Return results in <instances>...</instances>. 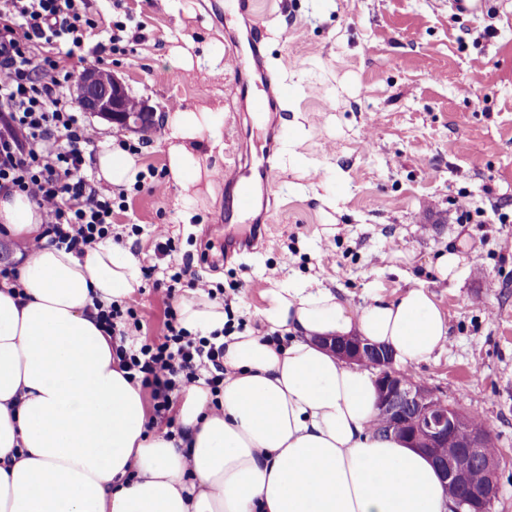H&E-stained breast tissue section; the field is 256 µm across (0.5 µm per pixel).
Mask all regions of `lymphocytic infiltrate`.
Wrapping results in <instances>:
<instances>
[{"label":"lymphocytic infiltrate","mask_w":512,"mask_h":512,"mask_svg":"<svg viewBox=\"0 0 512 512\" xmlns=\"http://www.w3.org/2000/svg\"><path fill=\"white\" fill-rule=\"evenodd\" d=\"M110 7L114 18L107 22L93 0H0V196H27L42 224L37 236L19 242L20 250L47 244L82 256L105 240L123 241L112 216L125 195L93 167L96 152L108 143L77 111L69 85L76 64H105L107 56L127 55L140 42L143 24L126 0H110ZM94 34L99 40L93 44ZM210 261L209 250H202L197 262ZM194 263L171 273L143 269L166 302L158 339L142 338V322L124 301L97 306L113 357L150 391L152 429L172 427L184 389L202 381L217 396L223 387V345L190 333L173 304L181 286L216 298L217 289Z\"/></svg>","instance_id":"f902f5d3"}]
</instances>
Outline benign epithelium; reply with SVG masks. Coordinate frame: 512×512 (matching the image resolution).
<instances>
[{
  "mask_svg": "<svg viewBox=\"0 0 512 512\" xmlns=\"http://www.w3.org/2000/svg\"><path fill=\"white\" fill-rule=\"evenodd\" d=\"M80 108L130 132H148L155 110L146 102L127 105V86L110 69L85 70L74 87ZM321 343L339 359L374 370L376 385L375 428L406 438L412 447L426 453L435 464L443 487L462 491L454 497L455 512H488L499 498L497 478L501 457L489 451L496 444L493 430L476 429L470 411L448 402L440 387L417 382L394 368L391 352L360 336H334ZM454 447H448V442ZM484 479L472 480L475 470Z\"/></svg>",
  "mask_w": 512,
  "mask_h": 512,
  "instance_id": "7a95c632",
  "label": "benign epithelium"
}]
</instances>
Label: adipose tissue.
<instances>
[{"mask_svg":"<svg viewBox=\"0 0 512 512\" xmlns=\"http://www.w3.org/2000/svg\"><path fill=\"white\" fill-rule=\"evenodd\" d=\"M207 112L166 120L169 172L188 189L212 172L191 150ZM14 240L41 230L20 195L0 201ZM23 295L0 287V512H452L424 455L374 426L370 368L319 345L356 334L408 365L441 349L447 315L422 287L354 308L305 280L274 282L259 311L269 337L224 339L219 398H180L178 436L149 430L144 392L112 357L96 302L129 297L139 262L105 241L79 257L45 246L19 259ZM201 337L223 306L201 290L180 303Z\"/></svg>","mask_w":512,"mask_h":512,"instance_id":"ef3b65f1","label":"adipose tissue"}]
</instances>
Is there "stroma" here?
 I'll return each instance as SVG.
<instances>
[{
    "instance_id": "stroma-1",
    "label": "stroma",
    "mask_w": 512,
    "mask_h": 512,
    "mask_svg": "<svg viewBox=\"0 0 512 512\" xmlns=\"http://www.w3.org/2000/svg\"><path fill=\"white\" fill-rule=\"evenodd\" d=\"M259 2L269 64L288 89L279 178L267 190L275 225L263 248L200 271L260 336L263 295L279 280L321 284L353 307L424 286L449 336L404 371L489 420L503 454L492 512H512V0L463 18L449 16L448 0ZM127 5L144 39L113 67L131 93L160 120L212 112L224 147L198 151L211 170L240 144L260 150L267 122L233 94L225 64L245 31L235 0ZM464 204L481 222L457 223ZM113 221L139 225L124 243L139 261H160L157 224L193 259L224 240V186L213 182L198 202L173 183L163 194L132 190ZM444 252L461 258L455 279L435 270ZM126 303L145 336L161 335L165 303L148 284Z\"/></svg>"
}]
</instances>
